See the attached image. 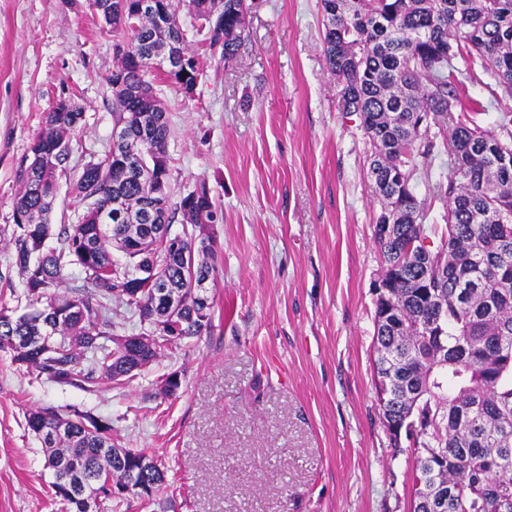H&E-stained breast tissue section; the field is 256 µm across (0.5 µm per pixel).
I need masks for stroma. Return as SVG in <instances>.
<instances>
[{"label":"stroma","mask_w":512,"mask_h":512,"mask_svg":"<svg viewBox=\"0 0 512 512\" xmlns=\"http://www.w3.org/2000/svg\"><path fill=\"white\" fill-rule=\"evenodd\" d=\"M231 63L194 94L164 87L172 200L206 182L215 239L213 326L129 383L61 386L0 351V512H61L31 411L78 406L166 467L156 502L121 512H410V448L378 414L372 288L382 273L369 146L342 112L320 0H249ZM118 37L86 0H0V235L16 173L55 101L85 121L74 162L112 145L107 83ZM178 371L172 396L159 382Z\"/></svg>","instance_id":"1"}]
</instances>
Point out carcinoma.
I'll return each mask as SVG.
<instances>
[{"instance_id":"1","label":"carcinoma","mask_w":512,"mask_h":512,"mask_svg":"<svg viewBox=\"0 0 512 512\" xmlns=\"http://www.w3.org/2000/svg\"><path fill=\"white\" fill-rule=\"evenodd\" d=\"M159 14L129 20L118 64L108 77L115 123L126 138L149 144L144 157L112 142L103 158L71 176V134L84 121L50 110L28 157L48 163L19 167L12 239L24 308L0 306V350L11 363L54 383L94 392L102 381L124 385L162 348L211 329L213 240L205 221L218 210L204 182L149 215L150 194L170 184L169 117L158 87L196 89L206 56L234 60L247 0H187L206 31L205 55L189 49L172 0ZM323 54L340 87L343 111L354 113L368 140L367 175L380 204L375 224L394 238L374 237L388 283L387 315L374 312L376 390L382 424L408 430L415 455L411 512H512V116L481 126L460 91L475 68L493 81L498 100H512V0H320ZM171 39L188 69L147 64L151 40ZM139 84L146 103L122 102L124 85ZM448 177L431 167L439 148ZM84 207L77 224H53L62 178ZM428 193L420 198L414 183ZM445 205L444 245L423 248L432 202ZM180 220L174 249L158 235ZM121 258H116L115 253ZM157 262L158 279L126 278L134 263ZM78 271L81 284L62 288ZM138 312L149 333H112V300ZM181 386L177 371L160 390ZM27 426L43 448L63 512H113L132 481L152 499L165 480L162 461L112 440V425L87 409L48 406Z\"/></svg>"}]
</instances>
